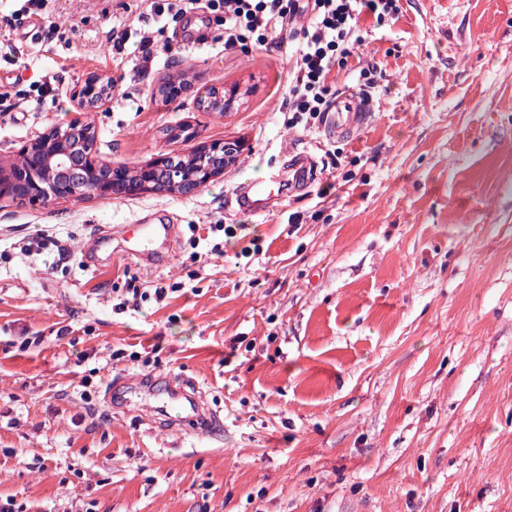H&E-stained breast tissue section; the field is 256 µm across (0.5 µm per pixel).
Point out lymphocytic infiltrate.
Listing matches in <instances>:
<instances>
[{
    "instance_id": "1",
    "label": "lymphocytic infiltrate",
    "mask_w": 512,
    "mask_h": 512,
    "mask_svg": "<svg viewBox=\"0 0 512 512\" xmlns=\"http://www.w3.org/2000/svg\"><path fill=\"white\" fill-rule=\"evenodd\" d=\"M155 16L206 9L220 17L224 46L232 49L254 38L256 46L287 48L285 110L289 127L311 125L333 104L332 73L359 55L364 44L360 21L397 18L399 0H149Z\"/></svg>"
}]
</instances>
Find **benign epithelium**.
<instances>
[{
	"mask_svg": "<svg viewBox=\"0 0 512 512\" xmlns=\"http://www.w3.org/2000/svg\"><path fill=\"white\" fill-rule=\"evenodd\" d=\"M108 84V79L100 75L86 78L84 85L75 91L73 99L80 112H89L102 107L107 98H97L98 84ZM76 121V129L58 127L55 137L43 143H33L24 147L27 155L26 169L11 170L10 176H0V194L11 197L16 202L66 199L90 195L97 191L112 194L136 195L140 188L125 182L118 168L102 162L96 155V139L89 132L82 131ZM197 148L203 156H220L224 161L236 154L239 146L231 142L201 143ZM105 170L108 176L100 184L89 186L87 174L90 171ZM224 173L223 166L212 163L203 165L196 176L182 178L180 168L166 158H157L144 164L145 180L142 186L150 192H175L189 195L197 192L211 180Z\"/></svg>",
	"mask_w": 512,
	"mask_h": 512,
	"instance_id": "benign-epithelium-1",
	"label": "benign epithelium"
}]
</instances>
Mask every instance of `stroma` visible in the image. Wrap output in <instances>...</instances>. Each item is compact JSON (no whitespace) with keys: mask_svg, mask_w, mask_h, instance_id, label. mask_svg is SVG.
Segmentation results:
<instances>
[{"mask_svg":"<svg viewBox=\"0 0 512 512\" xmlns=\"http://www.w3.org/2000/svg\"><path fill=\"white\" fill-rule=\"evenodd\" d=\"M19 6L0 0V43L19 50L0 58V168L77 117L115 166L188 152L171 125L240 150L188 196L0 198V496L25 512H512V0H400L366 24L336 74L370 100L351 141L288 129L287 53L225 49L214 14L139 21L161 48L141 75L136 39L109 40L140 0H46L34 40ZM182 70L188 90L162 102ZM94 73L116 86L77 113ZM235 85L240 106L198 110ZM303 152L310 184L261 214L233 205ZM144 211L181 225L167 268L89 244ZM133 286L146 299L117 310ZM169 377L197 382L206 436L149 394L105 399L109 380Z\"/></svg>","mask_w":512,"mask_h":512,"instance_id":"stroma-1","label":"stroma"}]
</instances>
